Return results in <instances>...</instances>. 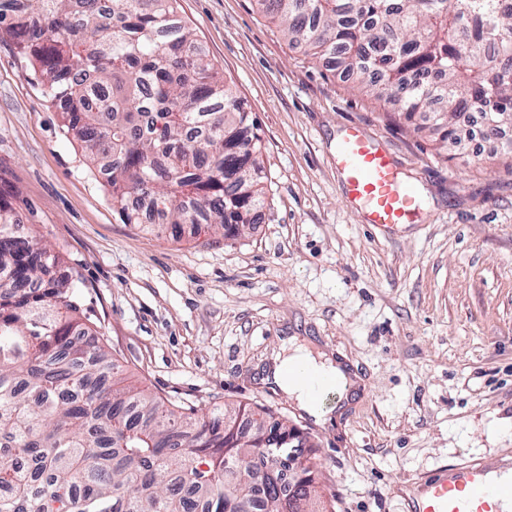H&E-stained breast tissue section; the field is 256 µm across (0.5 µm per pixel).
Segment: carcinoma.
<instances>
[{"label": "carcinoma", "instance_id": "obj_1", "mask_svg": "<svg viewBox=\"0 0 512 512\" xmlns=\"http://www.w3.org/2000/svg\"><path fill=\"white\" fill-rule=\"evenodd\" d=\"M177 0H27L0 40L29 61L125 224L233 238L265 206L263 138L177 15ZM354 87L457 143L461 112L512 126V0H257ZM0 194V512H331L272 465L288 425L263 407L195 417L129 384L81 322L80 279Z\"/></svg>", "mask_w": 512, "mask_h": 512}]
</instances>
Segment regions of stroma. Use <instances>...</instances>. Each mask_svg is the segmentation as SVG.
<instances>
[{
    "instance_id": "stroma-1",
    "label": "stroma",
    "mask_w": 512,
    "mask_h": 512,
    "mask_svg": "<svg viewBox=\"0 0 512 512\" xmlns=\"http://www.w3.org/2000/svg\"><path fill=\"white\" fill-rule=\"evenodd\" d=\"M178 14L264 143L261 219L211 245L122 223L28 61L0 42V183L77 272L123 373L177 405L262 406L297 427L333 512H405L410 478L512 456V172L487 161L498 142L471 122L451 160L437 157L256 0H178ZM352 123L417 192L400 229L370 235L343 191L336 144ZM290 337L359 375L328 422L265 380Z\"/></svg>"
}]
</instances>
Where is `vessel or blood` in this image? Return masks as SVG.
Listing matches in <instances>:
<instances>
[{
  "label": "vessel or blood",
  "mask_w": 512,
  "mask_h": 512,
  "mask_svg": "<svg viewBox=\"0 0 512 512\" xmlns=\"http://www.w3.org/2000/svg\"><path fill=\"white\" fill-rule=\"evenodd\" d=\"M336 169L351 201L364 205L363 221L383 232L408 223L415 215L412 190L403 186L387 152L350 125L336 147ZM417 492L426 505L407 512H487L490 504L512 512V460L483 456L463 465L440 467L421 477Z\"/></svg>",
  "instance_id": "vessel-or-blood-1"
}]
</instances>
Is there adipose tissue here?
Segmentation results:
<instances>
[{
  "mask_svg": "<svg viewBox=\"0 0 512 512\" xmlns=\"http://www.w3.org/2000/svg\"><path fill=\"white\" fill-rule=\"evenodd\" d=\"M299 367L334 375L338 382L336 391L341 395L346 394L354 382L348 378L343 365L336 363L328 353L313 352L292 339L284 341L281 350L273 359L272 381L282 392L295 400L301 409L308 411L316 420H323V408L311 406L308 389L288 374L289 369Z\"/></svg>",
  "mask_w": 512,
  "mask_h": 512,
  "instance_id": "adipose-tissue-1",
  "label": "adipose tissue"
}]
</instances>
